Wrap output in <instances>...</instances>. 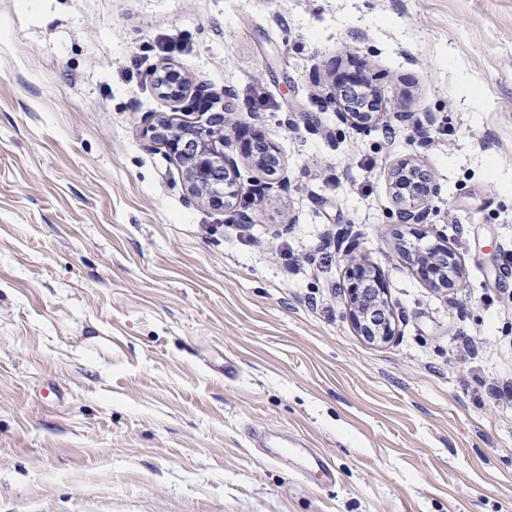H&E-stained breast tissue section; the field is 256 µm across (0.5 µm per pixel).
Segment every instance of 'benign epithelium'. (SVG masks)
<instances>
[{
	"instance_id": "benign-epithelium-1",
	"label": "benign epithelium",
	"mask_w": 512,
	"mask_h": 512,
	"mask_svg": "<svg viewBox=\"0 0 512 512\" xmlns=\"http://www.w3.org/2000/svg\"><path fill=\"white\" fill-rule=\"evenodd\" d=\"M189 77L172 67H166L158 76L157 85L163 94L181 99L187 92ZM231 124V119L222 112H213L206 117L176 125L164 116L153 119L146 135L153 143L167 145L181 156L187 167L192 189L200 195L212 197L228 208L238 195L236 188L235 159L215 146V136ZM254 164L258 168L273 172L280 166L275 150L267 143L259 142L254 147ZM395 198L400 202L398 221L419 224L427 217L430 199L439 193L437 185L421 174L417 165L402 166L393 173ZM411 259L427 280H444L453 268L448 247L423 251L414 246ZM346 303L360 334L371 341L386 340L392 335L393 314L386 297L379 269L362 260L353 259L348 269Z\"/></svg>"
}]
</instances>
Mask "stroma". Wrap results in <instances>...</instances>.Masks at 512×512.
Wrapping results in <instances>:
<instances>
[{"label": "stroma", "instance_id": "35a3bbf8", "mask_svg": "<svg viewBox=\"0 0 512 512\" xmlns=\"http://www.w3.org/2000/svg\"><path fill=\"white\" fill-rule=\"evenodd\" d=\"M165 63L234 119L233 210L144 135L188 117ZM347 72L372 122L339 119ZM258 137L285 179L262 196ZM405 162L440 188L420 224ZM417 239L456 274L423 280ZM508 250L512 0H0V512H512ZM353 257L387 341L351 322ZM162 72L163 75L157 76V85L165 90L162 94L176 100L181 99L187 92L189 77L172 67H165ZM417 165L401 166L393 173L395 198L401 206L398 210V221L405 224H419L427 217L428 203L440 189L432 184L429 178L420 175ZM346 303L360 334L371 341L392 335L393 314L379 269L362 260H350ZM381 312L382 318L375 315ZM306 451L305 455H301V452ZM298 454L302 460L299 464L301 470H317L323 473L325 478L329 481L335 479V475L332 471V466L328 460L321 454L311 453L307 448H288V453L282 450H272L269 456L272 460L277 462L291 463L293 456Z\"/></svg>", "mask_w": 512, "mask_h": 512}]
</instances>
